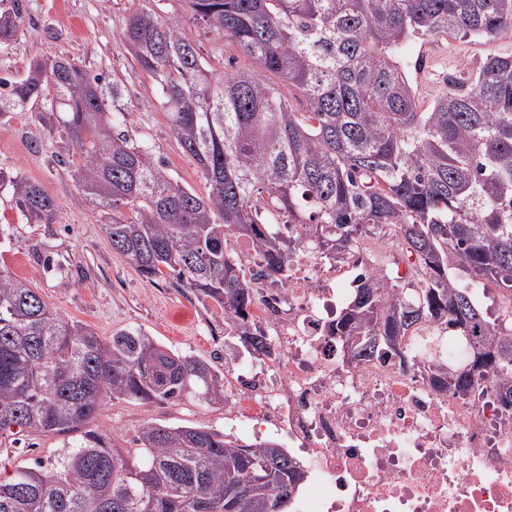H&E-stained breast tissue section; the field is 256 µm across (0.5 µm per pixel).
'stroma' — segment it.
Listing matches in <instances>:
<instances>
[{
	"label": "stroma",
	"mask_w": 512,
	"mask_h": 512,
	"mask_svg": "<svg viewBox=\"0 0 512 512\" xmlns=\"http://www.w3.org/2000/svg\"><path fill=\"white\" fill-rule=\"evenodd\" d=\"M142 0H0V11L19 8L13 40L0 51V77L23 78L29 64L52 55L82 65L117 84L110 107L117 130L150 147L168 171L197 194L207 192L196 165L172 136L161 106V89L132 60L121 41L128 15ZM161 17L182 18L185 35L201 45L215 67L226 71L245 67V57L233 47L220 48L214 36L189 19L184 0H154ZM512 52V35L488 42L476 37H419L398 50V58L416 92L428 108L448 90L452 77H468L486 57ZM43 148H34V141ZM77 152L59 138L47 137L38 113L19 110L0 118V169L39 183L54 198L52 224L23 220L10 194L0 193V263L32 288L63 316L90 325L102 339L124 329L147 332L166 348L191 354L223 367L224 353L242 351L237 338L224 335V312L212 300L169 278H144L105 235L101 215L71 177L69 163ZM215 429L240 441L252 434L233 428L220 404L195 400L108 402L88 428L106 435L124 456L141 458L136 441L145 422ZM68 438L57 434H20L18 442H0V472L39 460L51 464L67 454Z\"/></svg>",
	"instance_id": "stroma-1"
}]
</instances>
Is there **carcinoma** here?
Listing matches in <instances>:
<instances>
[{
	"label": "carcinoma",
	"instance_id": "1",
	"mask_svg": "<svg viewBox=\"0 0 512 512\" xmlns=\"http://www.w3.org/2000/svg\"><path fill=\"white\" fill-rule=\"evenodd\" d=\"M190 17L249 60L212 67L177 17L143 5L121 34L162 92L174 138L206 181L198 195L150 149L116 130L118 87L62 57L0 78V117L32 107L49 136L78 152L71 176L104 217L112 249L145 278L169 271L224 309L253 354L268 337L251 323L253 278L228 249L248 237L286 278L305 224L326 258L388 227L410 259L409 288L367 277L330 333L343 361L405 359L404 339L441 320L471 348L467 370L428 351L429 380L460 397L498 380L512 408V53L489 56L425 110L397 58L412 37L512 33V0H186ZM0 14V48L16 32ZM275 75L279 82L262 78ZM288 89L283 94L282 89ZM29 224H53L43 188L0 169ZM463 271L493 287L491 317ZM224 402V373L164 349L141 330L103 340L64 317L0 264V437L80 433L60 461L0 478V512H288L305 481L273 441L146 422L135 464L85 427L110 400Z\"/></svg>",
	"mask_w": 512,
	"mask_h": 512
}]
</instances>
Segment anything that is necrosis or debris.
I'll use <instances>...</instances> for the list:
<instances>
[{
	"label": "necrosis or debris",
	"instance_id": "4bbe7bcc",
	"mask_svg": "<svg viewBox=\"0 0 512 512\" xmlns=\"http://www.w3.org/2000/svg\"><path fill=\"white\" fill-rule=\"evenodd\" d=\"M284 287L254 247L239 250L258 291L251 316L278 355L226 364L227 411L239 426L276 431L306 456L310 486L295 512H512V409L475 382V398L432 387L417 337L407 362L336 361L329 327L347 293L376 274L367 253L323 257L305 225Z\"/></svg>",
	"mask_w": 512,
	"mask_h": 512
}]
</instances>
